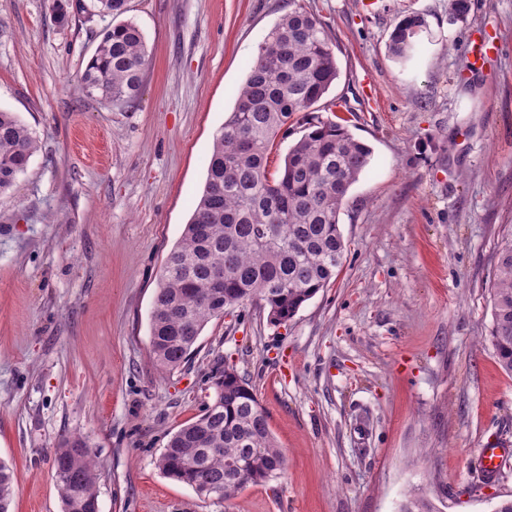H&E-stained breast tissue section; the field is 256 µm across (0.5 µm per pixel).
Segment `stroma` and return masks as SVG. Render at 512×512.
Returning <instances> with one entry per match:
<instances>
[{"mask_svg":"<svg viewBox=\"0 0 512 512\" xmlns=\"http://www.w3.org/2000/svg\"><path fill=\"white\" fill-rule=\"evenodd\" d=\"M0 0V109L38 141L0 196V459L12 512H61L52 458L85 436L99 512H492L512 458V375L490 341L496 251L512 235V0H304L339 76L317 103L373 151L339 215L347 251L288 322L247 303L160 372L150 315L167 254L258 46L288 0H128L150 54L139 98L107 106L80 77L111 17L92 0ZM428 24L395 61L404 12ZM497 51L478 57L484 37ZM233 366L257 395L283 471L203 498L157 459ZM16 476L14 468L0 460V512H11Z\"/></svg>","mask_w":512,"mask_h":512,"instance_id":"35a3bbf8","label":"stroma"}]
</instances>
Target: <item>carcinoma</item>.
Instances as JSON below:
<instances>
[{"label":"carcinoma","instance_id":"carcinoma-1","mask_svg":"<svg viewBox=\"0 0 512 512\" xmlns=\"http://www.w3.org/2000/svg\"><path fill=\"white\" fill-rule=\"evenodd\" d=\"M112 25L89 59L81 81L107 103L134 101L150 66L144 35L122 20L127 0H94ZM428 24L410 12L390 35L388 51L412 59ZM339 72L325 24L301 3L283 14L259 45L234 109L216 133L202 194L169 251L151 314L150 346L157 366L186 362L213 319L258 302L270 320L285 323L327 287L341 267L346 244L339 214L351 186L373 160L371 148L347 127L311 114ZM305 121L310 131L288 148L283 166L269 172L279 134ZM37 145L12 112L0 110V195L23 173ZM491 342L500 367L512 373V239L496 253L491 288ZM204 412L169 439L158 468L199 496L229 500L249 484L275 477L284 462L256 394L234 368L213 383ZM84 436L62 439L53 456L62 512L98 510L97 464ZM16 476L0 460V512H10ZM399 512H435L411 496Z\"/></svg>","mask_w":512,"mask_h":512}]
</instances>
